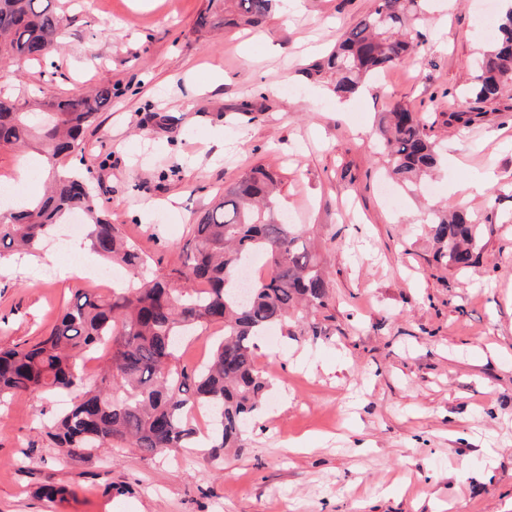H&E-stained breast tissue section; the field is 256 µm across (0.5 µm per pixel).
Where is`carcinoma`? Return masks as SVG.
I'll return each instance as SVG.
<instances>
[{
	"mask_svg": "<svg viewBox=\"0 0 512 512\" xmlns=\"http://www.w3.org/2000/svg\"><path fill=\"white\" fill-rule=\"evenodd\" d=\"M58 0H0V64L54 56L67 16ZM254 25L276 0H235ZM419 0H376L373 12L346 29L329 55L313 66L336 77L333 91L347 99L366 79L415 53L409 20ZM512 92V10L479 53L471 94L477 104ZM112 103V82L75 89L38 103L0 91V146L38 145L50 183L30 205L0 211V259L32 255L40 241L71 214L85 217L90 249L106 264L132 274L130 285L102 296L80 290L49 332L29 348L0 350V399L17 395L75 394V401L48 424L46 436L66 455H92L131 444L153 459L184 448L196 434L188 414L208 411L214 457L238 446L248 424L266 406L270 379L257 366L259 342L273 329L307 322L328 305L329 286L306 231L278 212L276 175L250 169L192 225L196 249L184 268L151 272L143 252L111 223L92 190L84 130ZM387 172L407 185L439 163L430 128L414 112L394 105L378 123ZM437 245L436 261L450 269L472 267L484 235L464 210L426 218ZM266 257L270 272L257 277L251 298L237 295L239 266ZM219 324L224 336L198 369L179 366L181 336ZM106 346L100 384L87 386L82 358Z\"/></svg>",
	"mask_w": 512,
	"mask_h": 512,
	"instance_id": "cac0c4a2",
	"label": "carcinoma"
}]
</instances>
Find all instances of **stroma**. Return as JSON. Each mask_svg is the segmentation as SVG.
Wrapping results in <instances>:
<instances>
[{
	"label": "stroma",
	"mask_w": 512,
	"mask_h": 512,
	"mask_svg": "<svg viewBox=\"0 0 512 512\" xmlns=\"http://www.w3.org/2000/svg\"><path fill=\"white\" fill-rule=\"evenodd\" d=\"M373 6L290 0L253 27L233 0H70L55 64L9 68L33 98L111 80L84 135L93 184L157 273L182 267L196 216L261 165L280 174L330 301L321 336L260 342L271 406L217 459L128 445L67 457L44 422L71 398L0 404V512H512V98L467 97L497 0H428L410 21L415 57L340 110L305 69ZM208 9L228 24L199 28ZM395 102L432 122L443 162L390 200L376 129ZM433 208L485 224L466 271L436 262ZM64 232L42 257L0 260V348L40 340L77 290L106 294L81 270L98 257L61 246Z\"/></svg>",
	"instance_id": "obj_1"
}]
</instances>
